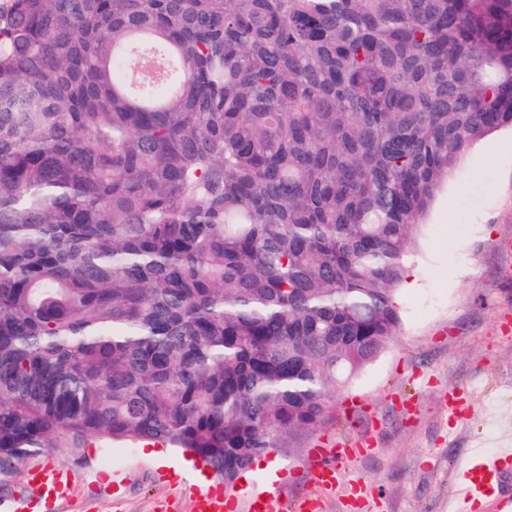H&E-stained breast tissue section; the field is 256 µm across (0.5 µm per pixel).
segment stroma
Wrapping results in <instances>:
<instances>
[{
    "mask_svg": "<svg viewBox=\"0 0 512 512\" xmlns=\"http://www.w3.org/2000/svg\"><path fill=\"white\" fill-rule=\"evenodd\" d=\"M512 128L473 145L414 232L397 293L401 330L351 384L332 397L321 433L373 441L343 463L332 492L313 485L305 462L318 434L300 431L240 478L241 503L274 486L282 512H448L455 457L512 442ZM99 448L77 461L51 452L41 462L68 471L72 491L50 512H192L197 486L186 458L164 462L141 448ZM119 472L120 491L108 476Z\"/></svg>",
    "mask_w": 512,
    "mask_h": 512,
    "instance_id": "stroma-1",
    "label": "stroma"
}]
</instances>
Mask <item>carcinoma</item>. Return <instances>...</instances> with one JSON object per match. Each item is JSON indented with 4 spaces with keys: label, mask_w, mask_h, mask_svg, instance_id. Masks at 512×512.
I'll return each instance as SVG.
<instances>
[{
    "label": "carcinoma",
    "mask_w": 512,
    "mask_h": 512,
    "mask_svg": "<svg viewBox=\"0 0 512 512\" xmlns=\"http://www.w3.org/2000/svg\"><path fill=\"white\" fill-rule=\"evenodd\" d=\"M509 126L512 0H0V483L320 427Z\"/></svg>",
    "instance_id": "cac0c4a2"
}]
</instances>
